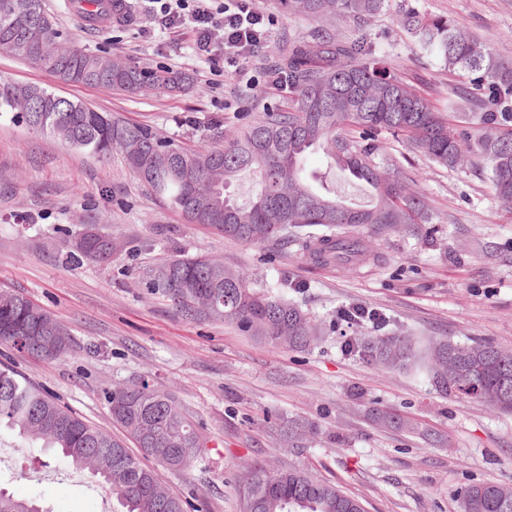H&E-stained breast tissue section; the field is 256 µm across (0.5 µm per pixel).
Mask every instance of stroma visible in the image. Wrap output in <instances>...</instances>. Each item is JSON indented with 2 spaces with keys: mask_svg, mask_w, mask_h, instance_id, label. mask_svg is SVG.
Returning <instances> with one entry per match:
<instances>
[{
  "mask_svg": "<svg viewBox=\"0 0 512 512\" xmlns=\"http://www.w3.org/2000/svg\"><path fill=\"white\" fill-rule=\"evenodd\" d=\"M64 36L126 62L189 75L182 95H136L66 84L0 52V81L30 84L82 101L120 119L150 126L187 149L211 141L209 122L224 119V138L241 129V101L253 113L287 104L286 87L266 70L285 39L318 21L285 12L279 0H256L270 15L258 56L225 66L219 86L192 50L189 31L153 22L144 0H126L127 17L92 29L66 0H44ZM412 10L449 16L468 33L490 37L494 54L512 60V0H387L365 26L341 16L333 29L365 33L378 57L417 83L438 104L468 84L418 55L399 18ZM376 158L384 169L413 176L433 223L361 235L379 255L357 266L317 265L297 246L271 240L235 243L188 223L137 178L120 148L107 157L61 145L12 116L0 118V290L45 308L69 333L64 353L37 360L0 341V368L36 386L88 422L135 442L113 420L107 390L149 381L171 393L207 442V454L174 473L145 459L162 486L193 499L197 512H239L235 486L255 463L294 465L357 497L365 512H460L458 489L472 482L512 487V416L436 392L425 380L380 369L347 355V340L367 336L445 338L512 350V211L473 165L438 166L402 137L384 132ZM117 244L105 261L74 262L88 225ZM494 256H487V249ZM174 255H205L300 306L321 324L309 351L261 344L234 325L190 320L162 292L146 288V271ZM377 310L385 322L348 324L340 310ZM400 414L435 433L436 441L394 432L368 419L370 409ZM0 487L40 497L46 512H115L108 484L44 449L0 429Z\"/></svg>",
  "mask_w": 512,
  "mask_h": 512,
  "instance_id": "35a3bbf8",
  "label": "stroma"
}]
</instances>
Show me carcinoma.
<instances>
[{"mask_svg": "<svg viewBox=\"0 0 512 512\" xmlns=\"http://www.w3.org/2000/svg\"><path fill=\"white\" fill-rule=\"evenodd\" d=\"M386 0H288L293 14L321 18L348 15L359 24L383 10ZM92 21L106 18L112 0H74ZM400 24L417 49L440 67L470 75L469 86L448 101V111L396 70L387 69L365 35L340 37L317 30L309 41H293L280 53L279 68L288 73L290 104L270 106L255 117L240 113L243 128L223 145L220 121L212 125L219 144L188 151L160 141L147 125L98 112L47 88L0 81V112L15 111L22 91L30 94V111L18 113L34 131L60 144L105 157L120 143L129 168L151 191L192 224H205L224 238L262 244L283 235L318 263L363 264L377 259L351 229L376 231L402 225L430 224L423 196L405 190L407 176L384 178L374 155L383 149V131L401 135L433 163L453 168L475 161L501 204L512 209V61L497 58L489 44L461 31L448 18L404 12ZM0 52L52 73L63 83L104 87L135 95L146 88L175 92L185 77L162 68L118 62L103 51L73 44L58 29L43 0H0ZM472 112L482 128L495 127L490 139L454 127L453 108ZM320 147L333 164L371 189V202L347 204L336 190L322 185L319 174L302 168L305 154ZM249 170L258 190L247 206L229 194L233 178ZM112 241L88 232L79 251L92 260L112 255ZM150 287L168 296L188 319L205 315L235 325L260 343L303 351L322 338L321 329L287 299L261 290L237 270L202 256H174L149 270ZM21 350L54 359L67 346V330L49 311L27 297L0 291V340ZM346 349L388 369H413L436 391L473 398L488 408L512 414V351L492 343L478 347L447 340L420 341L406 336L352 339ZM459 370L443 371V361ZM113 419L134 438L141 453L174 472L204 456L194 423L166 394L148 385L106 392ZM395 430H411L395 413L377 414ZM39 443L78 468L112 486L122 512H189L192 503L158 493L155 473L129 449L90 426L58 400L11 369L0 370V426ZM262 512H363L361 502L309 471L285 466L275 471L252 465L239 487L240 512L250 498ZM462 512H512V488L474 483L458 491ZM0 512H46L35 498H17L0 488Z\"/></svg>", "mask_w": 512, "mask_h": 512, "instance_id": "1", "label": "carcinoma"}]
</instances>
